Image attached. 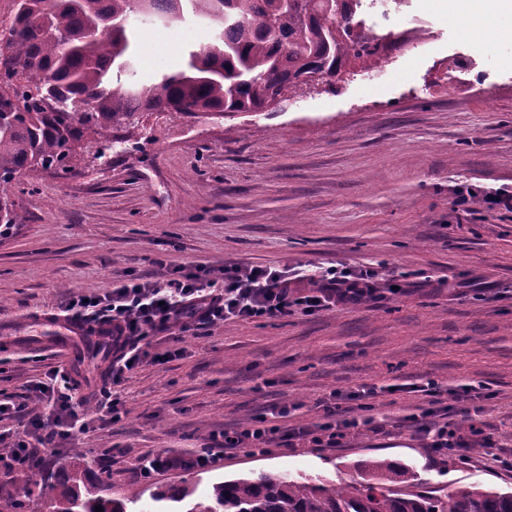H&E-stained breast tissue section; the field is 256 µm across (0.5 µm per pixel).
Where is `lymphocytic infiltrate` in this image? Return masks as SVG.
<instances>
[{"label":"lymphocytic infiltrate","instance_id":"lymphocytic-infiltrate-1","mask_svg":"<svg viewBox=\"0 0 512 512\" xmlns=\"http://www.w3.org/2000/svg\"><path fill=\"white\" fill-rule=\"evenodd\" d=\"M155 276L151 279L131 277L112 288L75 296L64 306L68 318L112 328L116 356L112 361L113 384L125 374L150 363L163 364L174 358V351L156 352L154 337L174 330H204L229 319L282 318L293 310L312 315L336 305H355L373 298L376 288L364 275L348 270L328 268L318 273L296 267L228 264L213 272L197 265H172L166 255L154 259ZM307 282L308 287L295 291L293 281ZM77 382L69 377L29 387L31 402L40 404L41 412L29 414L28 405L0 402V421L27 417L26 436L14 437L0 430V469L29 470L39 465L35 447L55 448L79 435L91 432L92 421L122 419L126 410L113 398L111 386L93 396L77 392ZM410 391L426 396V406L407 415L404 425L411 428L426 448L436 456L454 455L468 459L475 445L490 447L491 438L479 425L461 433L451 415L454 409L481 415L488 395L476 387L456 394L453 403L441 400V390L434 381L411 383ZM375 387L361 385L335 390L325 404L320 421L281 431L279 420L290 417L294 405L281 402L270 406L264 415L233 428L210 433L208 442L197 451L194 463L206 469L223 459L228 451L244 447L263 454L281 439H289L314 448L338 449L361 423L350 416V407L367 408L375 399Z\"/></svg>","mask_w":512,"mask_h":512}]
</instances>
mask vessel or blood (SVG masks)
<instances>
[{
	"instance_id": "1",
	"label": "vessel or blood",
	"mask_w": 512,
	"mask_h": 512,
	"mask_svg": "<svg viewBox=\"0 0 512 512\" xmlns=\"http://www.w3.org/2000/svg\"><path fill=\"white\" fill-rule=\"evenodd\" d=\"M89 330L80 321L55 317L49 313L39 314L25 323L10 326L0 332L5 340L19 345L50 343L63 349L68 356H76Z\"/></svg>"
}]
</instances>
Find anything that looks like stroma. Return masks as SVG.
I'll use <instances>...</instances> for the list:
<instances>
[{"mask_svg":"<svg viewBox=\"0 0 512 512\" xmlns=\"http://www.w3.org/2000/svg\"><path fill=\"white\" fill-rule=\"evenodd\" d=\"M430 23L432 40L393 50L378 72L292 101L287 111L223 119L184 117L139 147L114 150L106 168L24 176L11 198L25 222L0 238V324L56 312L70 294L149 274L153 258L220 268L341 265L372 272L374 299L319 314L226 321L186 336L181 356L129 373L116 388L127 413L76 445L51 448L34 470L44 490L29 512H49L51 477L72 448L83 451L99 495L146 488L139 459L167 456L155 484L212 483L267 472L351 482L360 463L384 458L427 487L464 484L512 492V469L494 451L512 448V210L483 195L512 192V38L462 37L455 0H408L367 14L380 35ZM177 43L138 53L141 85L183 67L203 23L170 26ZM457 66L447 70L448 59ZM469 193L466 208L456 207ZM81 393L109 382L111 362L0 344V394L22 401L50 369ZM433 380L442 392L483 386L494 448L468 463L431 456L394 419L420 399L399 386ZM396 386L370 412L386 433L350 435L345 448L298 445L263 455L237 449L207 470L191 459L211 432L297 404L294 420L318 418L337 388Z\"/></svg>","mask_w":512,"mask_h":512,"instance_id":"obj_1","label":"stroma"}]
</instances>
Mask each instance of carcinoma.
Segmentation results:
<instances>
[{"label":"carcinoma","mask_w":512,"mask_h":512,"mask_svg":"<svg viewBox=\"0 0 512 512\" xmlns=\"http://www.w3.org/2000/svg\"><path fill=\"white\" fill-rule=\"evenodd\" d=\"M143 13L165 24L205 20L215 31L188 51L183 68L145 87L132 82L136 42L133 0H14L8 37L0 46V74L27 75L40 98H18L19 111L0 112V236L24 222L5 200L13 181L29 171L76 172L88 144L109 150L126 136L112 130L136 125L144 112L219 119L261 115L283 88L312 83L335 89L343 73L374 72L399 43H421L423 27L397 35L365 32L359 0H142ZM55 97L70 112H44L40 99ZM362 480H328L260 473L215 482L200 500L188 485H156L151 502H184V512H512V492L459 485L444 494L413 491V475L395 473L386 459L360 465ZM88 463L74 450L51 486L54 512H127L142 501L105 498L87 485ZM0 512H25L12 487L0 484Z\"/></svg>","instance_id":"carcinoma-1"}]
</instances>
